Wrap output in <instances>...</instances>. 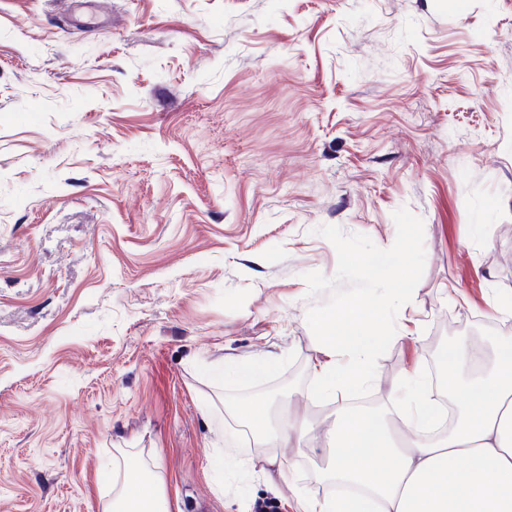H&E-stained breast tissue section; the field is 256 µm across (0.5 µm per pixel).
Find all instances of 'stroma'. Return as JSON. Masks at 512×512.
<instances>
[{
	"mask_svg": "<svg viewBox=\"0 0 512 512\" xmlns=\"http://www.w3.org/2000/svg\"><path fill=\"white\" fill-rule=\"evenodd\" d=\"M409 309L370 394L512 298V0H0V512H107L124 463L169 512H297L225 463L285 390L322 487L310 319ZM245 386L231 373L267 354Z\"/></svg>",
	"mask_w": 512,
	"mask_h": 512,
	"instance_id": "1",
	"label": "stroma"
}]
</instances>
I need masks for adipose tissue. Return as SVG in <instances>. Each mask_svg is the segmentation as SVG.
<instances>
[{
	"mask_svg": "<svg viewBox=\"0 0 512 512\" xmlns=\"http://www.w3.org/2000/svg\"><path fill=\"white\" fill-rule=\"evenodd\" d=\"M377 302L360 299L311 318L325 345L312 371L322 393L360 389L377 379L376 350L387 336L376 325ZM474 348L455 344L444 387L460 407L455 426L431 437L432 389L419 369L397 382L407 396L401 410L335 418L322 431L328 461L318 473L328 491L299 497L301 512H512V336L501 337L494 367L463 381ZM242 417L256 431L257 448L226 440L228 460L250 469L256 460L282 463L280 449L301 444L306 428L292 427L287 405L255 400ZM113 512H164L157 483L139 465L125 464L114 488Z\"/></svg>",
	"mask_w": 512,
	"mask_h": 512,
	"instance_id": "adipose-tissue-1",
	"label": "adipose tissue"
}]
</instances>
